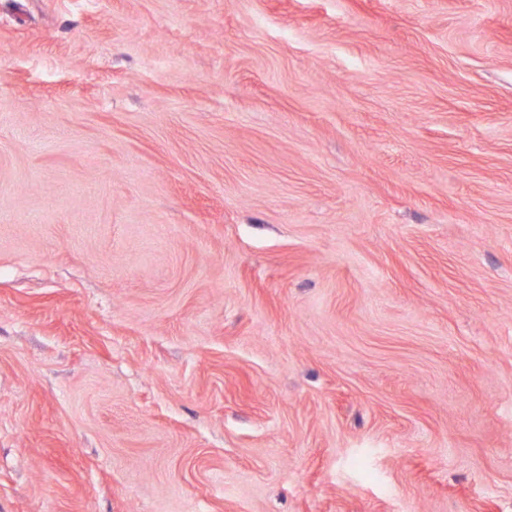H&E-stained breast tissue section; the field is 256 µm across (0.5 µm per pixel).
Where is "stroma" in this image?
Here are the masks:
<instances>
[{
  "instance_id": "1",
  "label": "stroma",
  "mask_w": 512,
  "mask_h": 512,
  "mask_svg": "<svg viewBox=\"0 0 512 512\" xmlns=\"http://www.w3.org/2000/svg\"><path fill=\"white\" fill-rule=\"evenodd\" d=\"M0 512H512V0H0Z\"/></svg>"
}]
</instances>
